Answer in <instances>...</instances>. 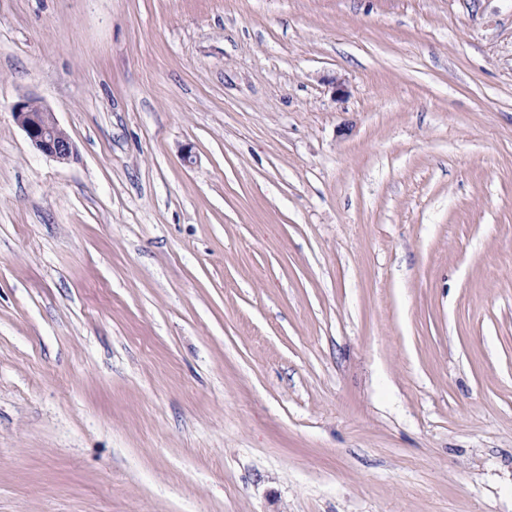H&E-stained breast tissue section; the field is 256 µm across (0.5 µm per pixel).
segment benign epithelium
<instances>
[{"mask_svg":"<svg viewBox=\"0 0 512 512\" xmlns=\"http://www.w3.org/2000/svg\"><path fill=\"white\" fill-rule=\"evenodd\" d=\"M12 113L36 150L60 163L74 158V146L67 132L60 126L55 114L36 99H19L12 106Z\"/></svg>","mask_w":512,"mask_h":512,"instance_id":"1","label":"benign epithelium"}]
</instances>
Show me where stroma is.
Returning a JSON list of instances; mask_svg holds the SVG:
<instances>
[{
  "instance_id": "1",
  "label": "stroma",
  "mask_w": 512,
  "mask_h": 512,
  "mask_svg": "<svg viewBox=\"0 0 512 512\" xmlns=\"http://www.w3.org/2000/svg\"><path fill=\"white\" fill-rule=\"evenodd\" d=\"M0 512H512V0H0ZM12 113L36 150L60 163L74 158L73 143L54 112L34 98L23 97L12 106Z\"/></svg>"
}]
</instances>
